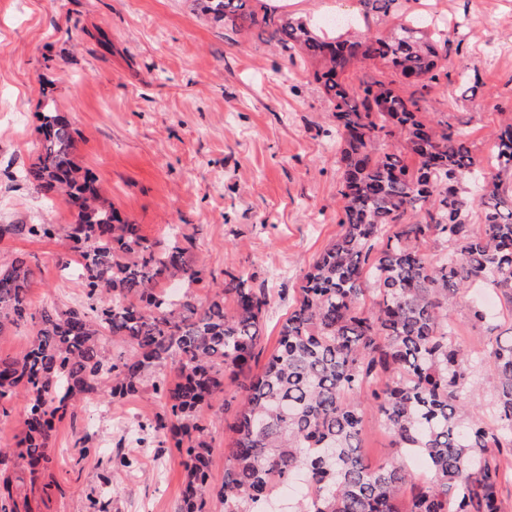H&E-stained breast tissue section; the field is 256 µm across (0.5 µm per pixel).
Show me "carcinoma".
I'll use <instances>...</instances> for the list:
<instances>
[{"label":"carcinoma","instance_id":"cac0c4a2","mask_svg":"<svg viewBox=\"0 0 512 512\" xmlns=\"http://www.w3.org/2000/svg\"><path fill=\"white\" fill-rule=\"evenodd\" d=\"M202 4L212 20L259 27L289 56L320 64L314 79L332 106L342 169L340 231L304 273L278 348L254 375L269 289L227 273L212 279L207 302L197 300L191 238L175 228L152 242L121 219L81 173L74 129L47 100L26 179L74 207V222L0 224V239L60 240L78 255L83 296L34 315L28 256L0 265V333L29 318L37 325L20 356L0 357V412L26 403L15 469L0 472V512H22L14 485L49 463L55 419L79 403L131 396L145 382L165 406L151 429L184 452L179 512H208L213 498L224 512H269L296 478L305 492L295 512H503L498 457H512V334L485 335L475 357L448 308L479 284L512 312V123L482 163L463 129L426 115L432 83L449 71L414 14L385 33L340 40L275 10L260 14L249 0ZM375 59L391 76L354 85L352 66ZM403 80L416 86L408 97L393 88ZM381 140L393 150L378 152ZM430 242L440 248L433 261L422 250ZM479 367L495 383L486 422L471 405ZM226 393L236 403L233 439L215 487L199 413ZM368 409L396 449L376 467L361 446ZM411 453L427 461L422 482L406 466Z\"/></svg>","mask_w":512,"mask_h":512}]
</instances>
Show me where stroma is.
<instances>
[{"instance_id":"35a3bbf8","label":"stroma","mask_w":512,"mask_h":512,"mask_svg":"<svg viewBox=\"0 0 512 512\" xmlns=\"http://www.w3.org/2000/svg\"><path fill=\"white\" fill-rule=\"evenodd\" d=\"M319 34L387 27L363 0H278ZM407 12L441 17L448 80L426 97L431 117L462 126L475 156L512 121V0H402ZM314 67L289 58L258 29L213 22L197 0H0V224H69L71 208L26 180L36 128L53 99L77 130L76 160L101 194L150 240L171 227L192 238L206 300L213 278L254 274L271 293L259 362L277 348L304 268L339 232L341 171L331 107ZM39 263L31 311L74 305L76 268H61L49 239L0 240V261ZM165 411L151 386L121 400L68 411L53 437L50 468L20 488L29 512H177L183 456L174 445L130 436ZM233 405L203 415L224 479ZM129 468L113 474L111 460Z\"/></svg>"}]
</instances>
